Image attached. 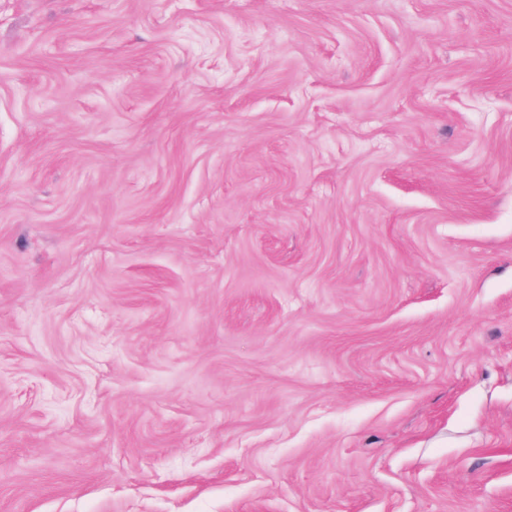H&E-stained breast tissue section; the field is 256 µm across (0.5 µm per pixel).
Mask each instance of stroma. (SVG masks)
I'll return each instance as SVG.
<instances>
[{
	"mask_svg": "<svg viewBox=\"0 0 512 512\" xmlns=\"http://www.w3.org/2000/svg\"><path fill=\"white\" fill-rule=\"evenodd\" d=\"M0 512H512V0H0Z\"/></svg>",
	"mask_w": 512,
	"mask_h": 512,
	"instance_id": "stroma-1",
	"label": "stroma"
}]
</instances>
